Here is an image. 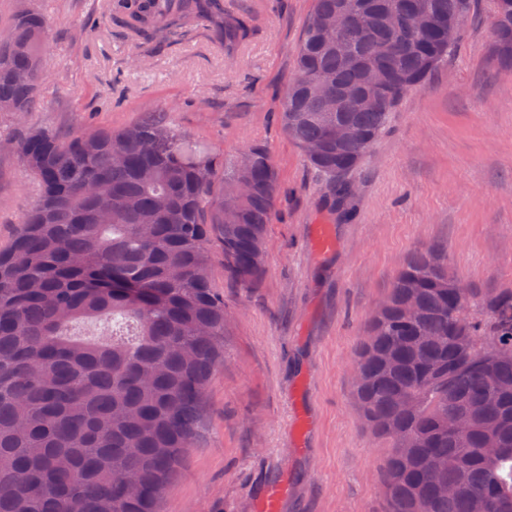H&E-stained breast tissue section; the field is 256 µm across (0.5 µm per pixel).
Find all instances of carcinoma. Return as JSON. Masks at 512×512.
<instances>
[{"label": "carcinoma", "mask_w": 512, "mask_h": 512, "mask_svg": "<svg viewBox=\"0 0 512 512\" xmlns=\"http://www.w3.org/2000/svg\"><path fill=\"white\" fill-rule=\"evenodd\" d=\"M342 2L314 0L280 120L298 147L321 145L307 161L345 200L365 144L336 146L328 124L375 143L404 95L448 58L444 23L474 0H349L347 31L327 41ZM489 2L494 55L512 66V0ZM111 10L145 44L217 18L227 48L249 32L247 18L224 17V0H113ZM417 11L440 25L413 35ZM53 46L46 15L15 14L0 39V103L33 111ZM377 53L385 102L323 116L319 80L359 92ZM171 112L16 140L40 193L0 250V512H159L198 431L228 317L207 242L218 237L224 271L252 285L281 186L264 146L246 148L244 170L193 141ZM457 281L440 247L415 252L357 351L360 415L390 443L388 512H512V288L461 295ZM408 305L420 310L411 322ZM462 412L470 424L453 433Z\"/></svg>", "instance_id": "1"}]
</instances>
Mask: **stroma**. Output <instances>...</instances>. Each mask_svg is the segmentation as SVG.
<instances>
[{
  "label": "stroma",
  "instance_id": "stroma-1",
  "mask_svg": "<svg viewBox=\"0 0 512 512\" xmlns=\"http://www.w3.org/2000/svg\"><path fill=\"white\" fill-rule=\"evenodd\" d=\"M475 2L463 40L403 97L350 174L345 221L279 120L313 0H224L225 13L250 17L246 41L225 48L214 24L150 55L112 24L107 0H34L52 22L48 77L33 112L0 114V140L118 130L171 105L176 126L214 153L260 143L280 175L255 284L225 274L220 240L208 241L230 314L224 360L162 512H259L263 488L284 477L281 512H387L389 444L365 427L352 377L370 316L408 256L431 245L471 287H512V67L494 60L489 4ZM37 193L17 154L0 150V249ZM324 225L336 240L328 252L316 247Z\"/></svg>",
  "mask_w": 512,
  "mask_h": 512
}]
</instances>
